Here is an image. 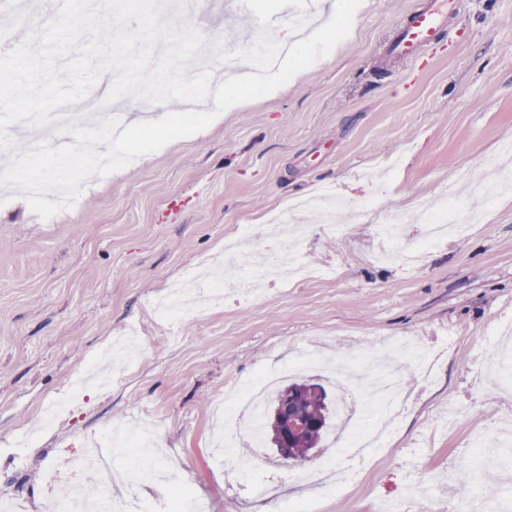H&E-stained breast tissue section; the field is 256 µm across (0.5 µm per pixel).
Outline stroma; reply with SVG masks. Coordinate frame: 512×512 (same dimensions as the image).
Segmentation results:
<instances>
[{"mask_svg": "<svg viewBox=\"0 0 512 512\" xmlns=\"http://www.w3.org/2000/svg\"><path fill=\"white\" fill-rule=\"evenodd\" d=\"M423 0H363L352 34L332 60L305 70L271 98L242 103L204 135L155 154L45 220L14 189L0 191V499L42 512L66 493L67 464L116 427L146 428L158 452L148 462L180 472L209 512H265L250 493L264 484L281 512L295 501L317 512H401L429 504L484 512L483 493L512 500V445L484 440L487 468L472 466V440L512 422V385L491 374L504 325L512 324V191L487 188L512 162V0H461L436 45L413 61L386 48ZM237 0H198L176 17L205 38L189 74L226 66L219 49H248L262 29L226 25ZM204 195H194L196 184ZM452 185L462 229L415 264L378 258L380 199L402 216L399 238L414 249L425 227L412 213L441 203ZM295 252L310 270L246 294L227 268L224 243L247 236L267 261L287 265L280 226L269 216L292 201ZM342 201L335 223L317 211ZM224 271V300L196 295L193 321L157 311L184 268ZM137 331L135 354L89 383L34 440L45 406L70 398L75 379L113 338ZM438 341L427 372L404 363L409 406L383 451L355 484L302 489L271 446L266 471L233 469L217 450V407L262 369L295 365L307 344L321 361L301 377L326 382L348 354L391 363L397 337Z\"/></svg>", "mask_w": 512, "mask_h": 512, "instance_id": "35a3bbf8", "label": "stroma"}]
</instances>
